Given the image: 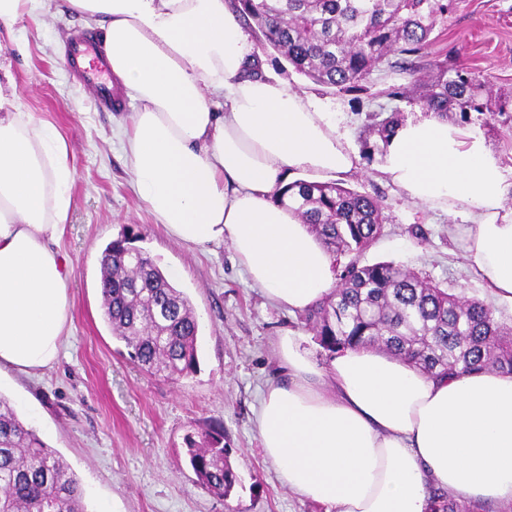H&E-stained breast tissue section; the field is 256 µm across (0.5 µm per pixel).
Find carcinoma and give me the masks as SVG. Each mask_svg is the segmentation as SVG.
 <instances>
[{
    "label": "carcinoma",
    "instance_id": "1",
    "mask_svg": "<svg viewBox=\"0 0 512 512\" xmlns=\"http://www.w3.org/2000/svg\"><path fill=\"white\" fill-rule=\"evenodd\" d=\"M254 23L262 50L278 53L300 75L342 92H362L392 54L414 55L429 41L438 18L456 0H237ZM486 81L465 66L438 67L388 96L467 120L488 111ZM399 123L386 118L371 134L366 155L383 151ZM275 201L310 225L324 246L349 261L324 300L298 315L329 360L347 349L374 347L431 375L479 370L512 373V325L477 298L450 293L392 261L362 263L383 233L378 200L337 182L298 179ZM106 321L142 371L179 380L197 370L198 321L187 296L127 236L101 254ZM221 427L186 437L188 463L200 487L224 496L236 475L224 460ZM85 490L60 456L0 397V512H86ZM431 512H471L445 491L433 490Z\"/></svg>",
    "mask_w": 512,
    "mask_h": 512
}]
</instances>
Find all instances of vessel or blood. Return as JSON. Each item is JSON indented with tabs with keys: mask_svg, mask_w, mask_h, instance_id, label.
<instances>
[{
	"mask_svg": "<svg viewBox=\"0 0 512 512\" xmlns=\"http://www.w3.org/2000/svg\"><path fill=\"white\" fill-rule=\"evenodd\" d=\"M97 42L95 35L73 32L65 45V63L77 83L93 90L98 111L111 112L117 109L119 99L112 88V67L99 56Z\"/></svg>",
	"mask_w": 512,
	"mask_h": 512,
	"instance_id": "1",
	"label": "vessel or blood"
}]
</instances>
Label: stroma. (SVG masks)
Listing matches in <instances>:
<instances>
[{
	"mask_svg": "<svg viewBox=\"0 0 512 512\" xmlns=\"http://www.w3.org/2000/svg\"><path fill=\"white\" fill-rule=\"evenodd\" d=\"M49 7V13L17 25L29 50L26 58L13 60L12 72L25 111L54 124L73 151L74 208L61 241L72 268L71 334L52 368L30 376L0 374V396L80 480L87 512H324L281 484L254 422L263 390L281 376L279 337L304 334L313 349V333L304 332L297 315L265 298L230 246L183 245L156 223L133 188L117 138L136 104L128 100L117 111H97L92 93L74 84L64 66L63 41L84 29L83 16L68 0H50ZM263 58L270 75L337 112L361 157V169L347 185L376 198L384 220V232L363 262L393 261L448 291L487 300L462 237L448 234L449 226L465 225V217L408 200L363 156L372 118L414 115V107L388 96L411 82L409 72L386 63L365 91L342 93L312 83L273 51ZM414 62L427 80L443 63L486 77L494 110L471 113L468 123L512 167V0H458L438 18ZM127 232L161 266L179 270L176 286L198 318L197 370L179 381L141 371L103 319L101 254ZM216 421L224 426V454L238 476L224 497L200 488L186 456V436Z\"/></svg>",
	"mask_w": 512,
	"mask_h": 512,
	"instance_id": "1",
	"label": "stroma"
}]
</instances>
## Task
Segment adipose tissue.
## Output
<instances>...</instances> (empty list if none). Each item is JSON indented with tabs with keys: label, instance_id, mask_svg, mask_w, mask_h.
<instances>
[{
	"label": "adipose tissue",
	"instance_id": "adipose-tissue-1",
	"mask_svg": "<svg viewBox=\"0 0 512 512\" xmlns=\"http://www.w3.org/2000/svg\"><path fill=\"white\" fill-rule=\"evenodd\" d=\"M104 33L137 109L123 141L134 189L189 246L230 244L276 306L303 312L334 289V257L275 203L299 173L345 178L359 159L335 113L264 74L233 0H69ZM70 148L35 120L0 62V371L53 366L69 334L72 268L59 248L74 205ZM378 170L430 209L460 211L465 252L496 307L512 309V195L479 128L436 114L399 124ZM281 382L255 424L284 485L324 512H429L430 487L476 507L512 505V374L429 376L381 350L323 365L281 337Z\"/></svg>",
	"mask_w": 512,
	"mask_h": 512
}]
</instances>
